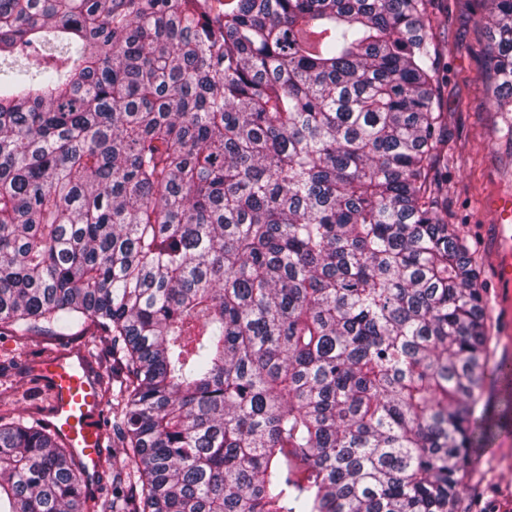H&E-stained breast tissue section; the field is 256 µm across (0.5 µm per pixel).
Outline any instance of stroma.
<instances>
[{
	"label": "stroma",
	"instance_id": "35a3bbf8",
	"mask_svg": "<svg viewBox=\"0 0 512 512\" xmlns=\"http://www.w3.org/2000/svg\"><path fill=\"white\" fill-rule=\"evenodd\" d=\"M433 41L440 53L438 79L448 114V218L473 249L483 247L482 231L493 223L487 202L512 171V150L503 137V121L488 100L490 35L470 0H439L432 17ZM51 350L93 347L90 333L49 340ZM20 347L0 336V406L25 413L43 412L45 397L31 375V363L42 346ZM495 423V437L479 450L463 472L459 512H479L478 504L497 495L512 512V408L505 407L501 388H486L481 400Z\"/></svg>",
	"mask_w": 512,
	"mask_h": 512
}]
</instances>
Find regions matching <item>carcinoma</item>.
<instances>
[{
	"label": "carcinoma",
	"mask_w": 512,
	"mask_h": 512,
	"mask_svg": "<svg viewBox=\"0 0 512 512\" xmlns=\"http://www.w3.org/2000/svg\"><path fill=\"white\" fill-rule=\"evenodd\" d=\"M0 0V329L92 326L128 464L0 415V512H455L494 424L434 0ZM512 112V0H481Z\"/></svg>",
	"instance_id": "obj_1"
}]
</instances>
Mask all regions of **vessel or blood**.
<instances>
[{
  "label": "vessel or blood",
  "instance_id": "obj_1",
  "mask_svg": "<svg viewBox=\"0 0 512 512\" xmlns=\"http://www.w3.org/2000/svg\"><path fill=\"white\" fill-rule=\"evenodd\" d=\"M491 206L496 221L488 234L493 258L490 285L501 290L496 300L501 307L506 297H512V192L494 195ZM34 369L48 396L52 430L80 459L87 475L98 478L106 465V432L101 423V380L91 360L81 351H66L41 359Z\"/></svg>",
  "mask_w": 512,
  "mask_h": 512
}]
</instances>
